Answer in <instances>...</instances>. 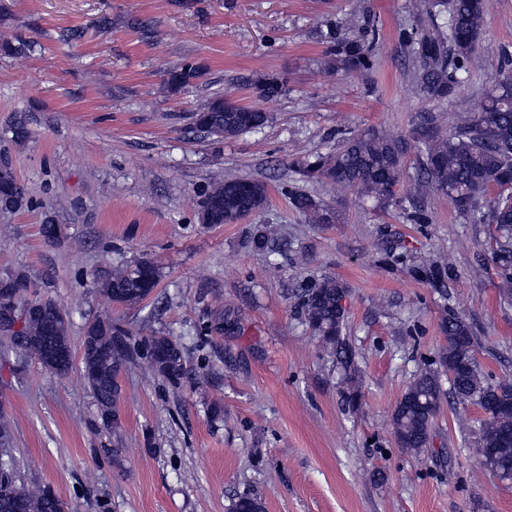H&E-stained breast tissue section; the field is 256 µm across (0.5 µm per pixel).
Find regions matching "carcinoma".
I'll use <instances>...</instances> for the list:
<instances>
[{
  "instance_id": "carcinoma-1",
  "label": "carcinoma",
  "mask_w": 512,
  "mask_h": 512,
  "mask_svg": "<svg viewBox=\"0 0 512 512\" xmlns=\"http://www.w3.org/2000/svg\"><path fill=\"white\" fill-rule=\"evenodd\" d=\"M424 33L409 43L415 59L412 79L431 99L448 102V110L423 112L414 130L422 155L413 194L423 199L432 193L448 196L474 224H495L505 239L512 238V53L500 51V70L483 89L484 106L479 112L455 107L458 88L470 74V64L483 48L486 22L485 0H430L422 5ZM375 30L365 27L350 37L336 38L331 61L336 68L361 73L372 67ZM192 64L168 73L167 82L179 89L199 77ZM262 98L278 96L282 83L275 77H260ZM268 113L259 108H224V97L203 101L195 112L196 126L218 139L258 132L269 123ZM408 142L400 135L374 128L339 141L336 149L294 163L307 181L334 184L359 198L386 204L394 200L399 186ZM292 206L312 224L339 223L338 211L312 195L300 191L289 194ZM267 203L266 185L249 179L213 178L200 202L204 224H236L261 211ZM28 187L8 165H0V209L19 212L29 208ZM493 262L501 269L503 295L512 299V248L505 243L494 252ZM93 284L122 306L137 305L157 288L159 269L150 261L125 267L103 268L92 274ZM32 288L22 272L0 277V310H25L21 327L1 331L10 344L30 355L50 343L70 348L69 313L52 298L27 300ZM349 288L340 280L325 276L296 294V306L325 346L336 356L346 384L345 401L356 406L359 400L357 352L344 336L346 309L343 301ZM94 343L82 350V376L96 399L100 420L117 412L121 397L119 377L131 360H142L146 368L171 381L185 371L182 346L170 336L132 333L97 317L87 324ZM441 330L446 343L431 367L423 369L409 383L392 415V430L403 450L429 453L433 426L443 400L441 377H448L450 393L460 403L472 402L492 409L481 424L474 454L495 458L496 472L512 476V386L492 385L478 370L473 354L474 336L467 320L457 312L448 313ZM65 503L50 486L32 478L21 482L16 460L0 458V512H62ZM232 512H264L262 501L251 494L238 496Z\"/></svg>"
}]
</instances>
